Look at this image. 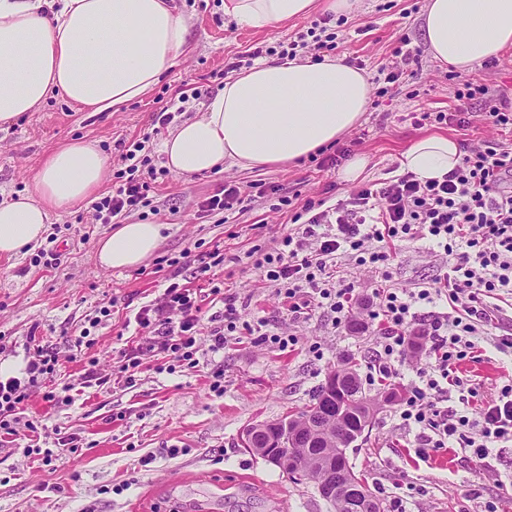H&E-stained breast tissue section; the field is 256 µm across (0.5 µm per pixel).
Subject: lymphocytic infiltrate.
<instances>
[{
    "label": "lymphocytic infiltrate",
    "mask_w": 512,
    "mask_h": 512,
    "mask_svg": "<svg viewBox=\"0 0 512 512\" xmlns=\"http://www.w3.org/2000/svg\"><path fill=\"white\" fill-rule=\"evenodd\" d=\"M145 147L139 140L122 154L127 167L117 174L118 187L94 205L101 223L148 206L157 171L143 157ZM291 221V232L257 261L289 313L320 308L341 327L352 318L354 287L334 282L338 256H353L357 266L378 270L376 303L367 313L378 329L372 371L378 379L393 378L407 350L417 340L427 343L425 365L410 381L400 408L403 428L417 431L427 448H458L485 465L497 459L502 444L512 443V383L482 406L476 420L441 402L455 391L476 396L460 367L474 359L479 336L496 318L491 297L512 296V148L488 139L440 180L422 181L407 172L362 185L330 206L309 198ZM416 237L443 250L448 268L431 285L394 287L388 246ZM441 302L448 303V311H437ZM200 312L196 289L169 283L159 299L136 312L141 334L122 351L114 380L135 384L147 355L156 357L160 373L178 363L197 367ZM58 363L57 352L40 345L22 376L0 380V435L16 434L21 425L37 433L41 422L24 418L25 406Z\"/></svg>",
    "instance_id": "lymphocytic-infiltrate-1"
}]
</instances>
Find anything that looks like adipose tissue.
<instances>
[{
	"label": "adipose tissue",
	"mask_w": 512,
	"mask_h": 512,
	"mask_svg": "<svg viewBox=\"0 0 512 512\" xmlns=\"http://www.w3.org/2000/svg\"><path fill=\"white\" fill-rule=\"evenodd\" d=\"M0 0V123L36 111L51 91L92 112L119 110L151 90L188 50L186 19L174 0ZM348 14L354 0H224L238 24L263 29L306 17L314 8ZM423 37L431 56L467 72L512 48V0H427ZM370 84L343 61H265L229 77L201 116L163 144L167 165L191 177L224 163L285 167L354 129ZM463 151L433 134L402 155L401 169L440 179ZM106 159L91 144L56 148L33 195L0 203V255L40 240L50 211L64 212L97 193ZM162 225H120L101 240V266L141 265L158 248Z\"/></svg>",
	"instance_id": "1"
}]
</instances>
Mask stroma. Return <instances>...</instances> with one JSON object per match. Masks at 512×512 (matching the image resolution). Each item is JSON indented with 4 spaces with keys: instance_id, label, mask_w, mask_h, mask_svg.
Masks as SVG:
<instances>
[{
    "instance_id": "obj_1",
    "label": "stroma",
    "mask_w": 512,
    "mask_h": 512,
    "mask_svg": "<svg viewBox=\"0 0 512 512\" xmlns=\"http://www.w3.org/2000/svg\"><path fill=\"white\" fill-rule=\"evenodd\" d=\"M426 0H357L344 24L328 22L336 33L335 57L362 66L371 89L380 88L381 71L394 61L401 36L419 50L418 60L404 67L378 105L368 106L359 126L338 139L349 157L368 160L362 183H374L397 172L403 152L420 136L444 132L462 148L484 139L512 147V131H493L483 120L484 105L460 101L464 83L487 85L495 98L512 104V49L491 67L477 64L466 73L434 60L421 34ZM189 27L190 55L177 60L151 92L116 112H90L51 92L37 111L0 123V202L34 188L46 156L57 146L82 140L107 158L103 191H111L124 145L143 134L153 136V159L164 167L163 142L174 123L193 118L203 103L221 91L232 66L247 63L248 52L270 47L321 20L322 12L265 29L237 25L224 13V0H181ZM178 102L173 124L155 127L157 112ZM463 108L470 125L460 129L415 123L420 112ZM240 187L244 202L236 209L205 212L201 203L224 182ZM340 169L303 159L287 168L243 169L224 165L190 179L168 174L149 194L143 211L130 220L162 225L158 249L141 265L107 270L97 260L99 240L111 225L96 223L89 202L50 216L37 245L0 257V362L26 364L32 342L55 350L61 366L54 386L74 385L70 404L50 405L42 391L28 401L26 416L40 417L41 450L54 452L51 463L27 453L26 429L13 442L0 441V512H199L202 501H221V512H330L313 483H294L277 467L239 448L244 428L295 413L309 403L328 372L352 356L359 376L371 362L376 327L359 331L332 325L326 311L315 309L289 318L277 290L263 278L255 261L291 231L290 214L281 197L344 198L353 190ZM54 253L55 264L35 263L39 251ZM221 251L222 265L201 278L196 269L209 252ZM445 256L428 254L417 240L398 242L390 262L397 287L431 282L446 270ZM192 288L217 284L236 297L242 321L267 330L285 326L296 342L281 350L262 336L237 333L223 353L208 352L200 338L199 364L157 373L155 359L145 358L135 387L97 386L84 380L88 358L104 374L117 371L120 353L133 339L139 308L159 298L170 275ZM110 315H103L110 299ZM89 330L90 344L78 343ZM481 359L465 362L476 375L478 396L468 412L477 417L481 402L496 398L512 379V354L501 352L496 336L480 339ZM415 357H408L389 385H364L379 406L368 433L354 442L347 457L354 472L382 499L389 512H512V483L495 484L482 464L463 451H429L419 456L414 432L400 427L398 402L381 398L396 387L399 398L415 376ZM224 375V392L211 385ZM75 435L77 452L61 448L59 436ZM177 456H170V449ZM154 455L142 466L145 455ZM122 493H113V486Z\"/></svg>"
}]
</instances>
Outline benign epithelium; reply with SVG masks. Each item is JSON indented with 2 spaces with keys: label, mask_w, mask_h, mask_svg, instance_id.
<instances>
[{
  "label": "benign epithelium",
  "mask_w": 512,
  "mask_h": 512,
  "mask_svg": "<svg viewBox=\"0 0 512 512\" xmlns=\"http://www.w3.org/2000/svg\"><path fill=\"white\" fill-rule=\"evenodd\" d=\"M349 380L344 372L331 371L327 374L324 386L327 395L344 394ZM308 420L296 425L286 420L278 423L260 422L247 426L240 436V447L247 451L263 449L262 458L282 471L298 473L301 468L296 460L284 452V444L290 440L302 448H315L321 432V418ZM327 478L315 483L319 496L325 501L336 498L344 502L347 512H378V504L369 497L365 487L353 475L346 458L326 460Z\"/></svg>",
  "instance_id": "benign-epithelium-1"
}]
</instances>
